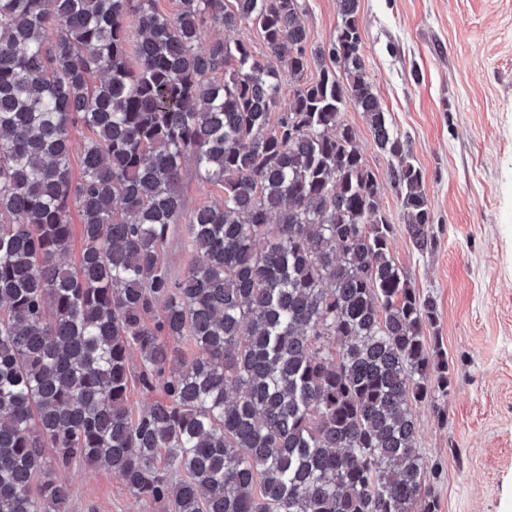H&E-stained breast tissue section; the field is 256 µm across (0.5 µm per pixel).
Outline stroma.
I'll use <instances>...</instances> for the list:
<instances>
[{
	"instance_id": "1",
	"label": "stroma",
	"mask_w": 512,
	"mask_h": 512,
	"mask_svg": "<svg viewBox=\"0 0 512 512\" xmlns=\"http://www.w3.org/2000/svg\"><path fill=\"white\" fill-rule=\"evenodd\" d=\"M310 48L340 22L337 0H304ZM373 91L424 173L436 248L415 250L383 187L392 255L439 309L433 330L452 392L419 413L418 448L439 460L438 512H512V0H359ZM385 177L364 113L343 114ZM71 512H162L101 463L62 471Z\"/></svg>"
}]
</instances>
